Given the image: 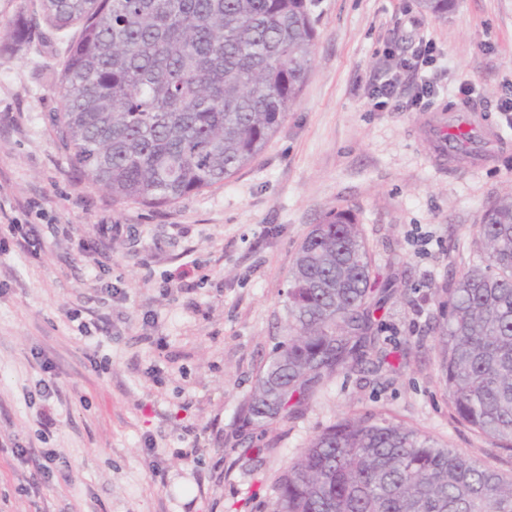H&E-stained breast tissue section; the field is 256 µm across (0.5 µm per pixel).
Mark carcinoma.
<instances>
[{
	"label": "carcinoma",
	"mask_w": 512,
	"mask_h": 512,
	"mask_svg": "<svg viewBox=\"0 0 512 512\" xmlns=\"http://www.w3.org/2000/svg\"><path fill=\"white\" fill-rule=\"evenodd\" d=\"M454 0H419L445 18ZM42 21L0 35L11 51L40 24L80 27L56 85L53 125L72 166L112 198L167 207L233 177L277 132L309 73L308 0H42ZM476 260L448 287V399L512 449V193L476 225ZM371 259L356 219L331 209L308 232L288 289V333L248 406L266 430L349 362L391 365L372 339ZM272 512H512V476L386 419L348 417L288 466Z\"/></svg>",
	"instance_id": "carcinoma-1"
}]
</instances>
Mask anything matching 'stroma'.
<instances>
[{"mask_svg": "<svg viewBox=\"0 0 512 512\" xmlns=\"http://www.w3.org/2000/svg\"><path fill=\"white\" fill-rule=\"evenodd\" d=\"M310 11L314 60L279 130L223 185L160 209L113 200L60 148L54 77L68 42L44 27L0 54V512H270L288 464L349 416L512 473V451L458 421L434 333L483 207L512 193V114L499 109L512 95V0H456L441 20L418 0ZM424 39L434 60L417 72ZM424 74L434 92L422 98ZM388 78L402 111L371 98ZM460 112L501 135L489 163L441 154L436 130ZM334 208L368 245L376 336L396 368L339 369L263 433L247 407L287 334L290 269ZM189 261L195 275L178 285ZM47 448L66 463L48 482Z\"/></svg>", "mask_w": 512, "mask_h": 512, "instance_id": "35a3bbf8", "label": "stroma"}]
</instances>
